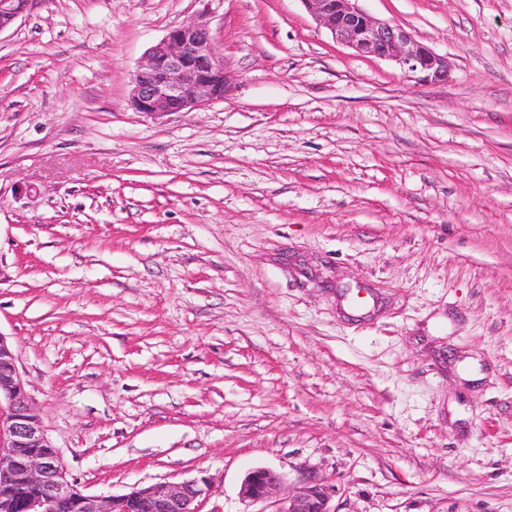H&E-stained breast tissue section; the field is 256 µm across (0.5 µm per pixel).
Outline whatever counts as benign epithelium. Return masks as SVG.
I'll return each mask as SVG.
<instances>
[{
    "mask_svg": "<svg viewBox=\"0 0 512 512\" xmlns=\"http://www.w3.org/2000/svg\"><path fill=\"white\" fill-rule=\"evenodd\" d=\"M309 14L360 56L391 58L430 82H445L448 57L418 42L400 26L375 20L357 0H302ZM33 0H0V32L28 12ZM231 88L224 55L205 20L178 25L153 45L132 81L131 102L139 112H188L224 98ZM286 482L266 467L249 471L241 485L248 502L264 501ZM212 489L201 476L157 482L109 497L82 489L46 436L20 377L16 358L0 335V512H199ZM334 486L308 477L281 512H335Z\"/></svg>",
    "mask_w": 512,
    "mask_h": 512,
    "instance_id": "obj_1",
    "label": "benign epithelium"
}]
</instances>
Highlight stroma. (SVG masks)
Here are the masks:
<instances>
[{
  "instance_id": "obj_1",
  "label": "stroma",
  "mask_w": 512,
  "mask_h": 512,
  "mask_svg": "<svg viewBox=\"0 0 512 512\" xmlns=\"http://www.w3.org/2000/svg\"><path fill=\"white\" fill-rule=\"evenodd\" d=\"M447 81L302 0H36L0 31V335L93 495L246 473L333 512H512V0H359ZM203 17L223 100L132 80ZM364 289L354 306L345 289ZM359 0H302L309 14L339 42L360 56L391 58L403 69L430 82L447 81L450 65L400 26L375 20L357 6ZM334 493V486L322 479L305 478L288 495L285 508L280 512H333L330 503Z\"/></svg>"
}]
</instances>
